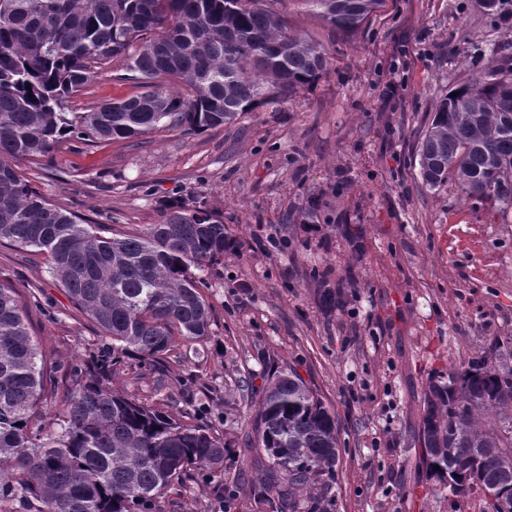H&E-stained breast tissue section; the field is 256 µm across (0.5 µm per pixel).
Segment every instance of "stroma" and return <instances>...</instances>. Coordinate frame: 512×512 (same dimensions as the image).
<instances>
[{"mask_svg": "<svg viewBox=\"0 0 512 512\" xmlns=\"http://www.w3.org/2000/svg\"><path fill=\"white\" fill-rule=\"evenodd\" d=\"M292 29L322 42L327 72L277 106L190 134L61 137L19 171L56 206L118 233L162 223L170 207L212 212L234 246L203 272L205 352L165 373L129 359L114 382L224 443L231 512H254L258 403L294 371L336 415L329 512H451L418 431L431 380L493 337L512 336V210L422 181L417 150L434 109L487 64L512 67V27L476 0H381L356 33L331 35L300 0H277ZM117 57L63 103L87 112L142 93ZM319 197L314 224L300 211ZM361 242L363 254L352 251ZM41 289L26 304L45 354L87 357L98 326L78 313L44 255L0 245V281ZM341 293L326 309L321 287ZM162 512H219L216 483L169 486Z\"/></svg>", "mask_w": 512, "mask_h": 512, "instance_id": "obj_1", "label": "stroma"}]
</instances>
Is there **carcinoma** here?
<instances>
[{
	"label": "carcinoma",
	"instance_id": "carcinoma-1",
	"mask_svg": "<svg viewBox=\"0 0 512 512\" xmlns=\"http://www.w3.org/2000/svg\"><path fill=\"white\" fill-rule=\"evenodd\" d=\"M330 32H357L380 0H305ZM481 7L505 25L503 0ZM126 57L147 91L68 117L64 99ZM329 53L294 32L272 0H0V243L48 257L49 273L104 334L58 394L15 288L0 283V512H159L164 490L196 468L224 470V442L168 404L133 400L112 380L125 356L182 365L208 336L196 272L224 258V223L172 211L143 232L104 237L44 198L15 161L59 137L132 139L159 128L230 123L316 81ZM178 79L181 88L163 86ZM422 180L512 209V69L491 66L440 101L419 146ZM268 464L256 512H328L335 415L300 376L273 375L258 408ZM420 436L451 503L512 512V336H497L430 383ZM501 494L490 510L485 492Z\"/></svg>",
	"mask_w": 512,
	"mask_h": 512
}]
</instances>
